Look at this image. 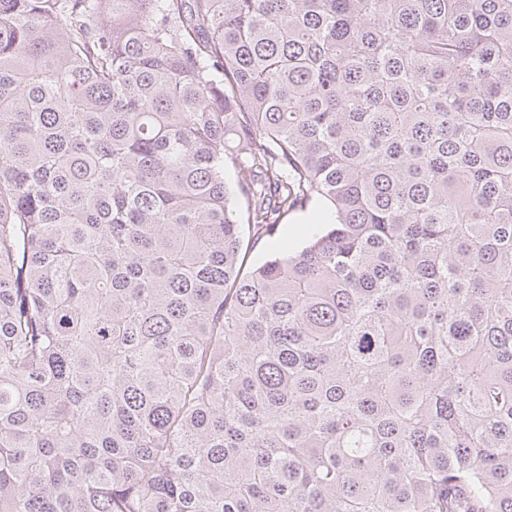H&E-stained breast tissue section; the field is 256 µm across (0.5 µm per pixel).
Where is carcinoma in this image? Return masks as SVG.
Here are the masks:
<instances>
[{"label":"carcinoma","instance_id":"carcinoma-1","mask_svg":"<svg viewBox=\"0 0 512 512\" xmlns=\"http://www.w3.org/2000/svg\"><path fill=\"white\" fill-rule=\"evenodd\" d=\"M0 512H512V0H0ZM308 212L286 213L281 217L280 226L273 237L256 239L246 228L244 231V248L242 257L244 258V268L261 263L274 251L292 252L299 250L305 237L302 235V229L307 226L311 218L322 215L330 218V214L325 208L318 204L311 206Z\"/></svg>","mask_w":512,"mask_h":512}]
</instances>
